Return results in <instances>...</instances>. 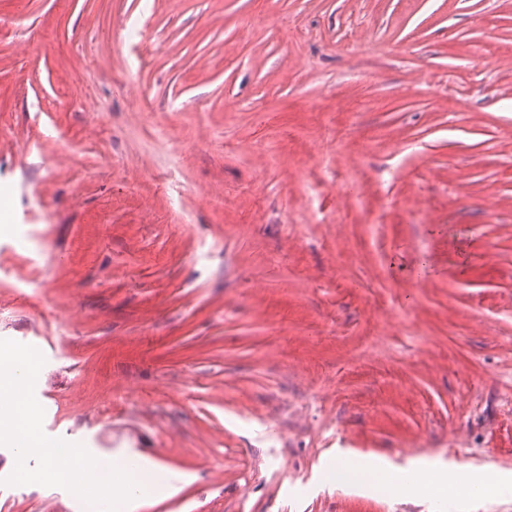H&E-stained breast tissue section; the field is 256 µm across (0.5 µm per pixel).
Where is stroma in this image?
<instances>
[{"label": "stroma", "mask_w": 512, "mask_h": 512, "mask_svg": "<svg viewBox=\"0 0 512 512\" xmlns=\"http://www.w3.org/2000/svg\"><path fill=\"white\" fill-rule=\"evenodd\" d=\"M0 205V339L144 512H512L322 482L512 471V0H0Z\"/></svg>", "instance_id": "obj_1"}]
</instances>
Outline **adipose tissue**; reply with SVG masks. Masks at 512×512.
I'll use <instances>...</instances> for the list:
<instances>
[{"mask_svg":"<svg viewBox=\"0 0 512 512\" xmlns=\"http://www.w3.org/2000/svg\"><path fill=\"white\" fill-rule=\"evenodd\" d=\"M343 478L348 479L356 492L374 491L386 483L398 493H408L430 502L460 500L476 494L494 496L512 488V473L499 474L497 480L491 482L483 470L450 469L437 458H417L402 469L393 468L384 459L369 465L345 459L337 463L335 471L328 473L326 480L334 485Z\"/></svg>","mask_w":512,"mask_h":512,"instance_id":"obj_1","label":"adipose tissue"}]
</instances>
